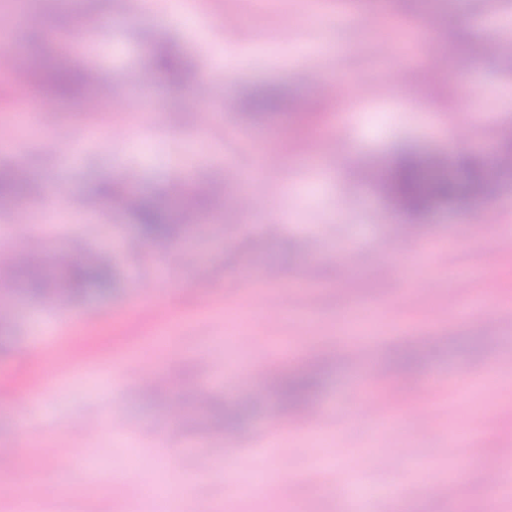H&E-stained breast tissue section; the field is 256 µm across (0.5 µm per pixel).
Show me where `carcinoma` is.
Listing matches in <instances>:
<instances>
[{
    "instance_id": "carcinoma-1",
    "label": "carcinoma",
    "mask_w": 512,
    "mask_h": 512,
    "mask_svg": "<svg viewBox=\"0 0 512 512\" xmlns=\"http://www.w3.org/2000/svg\"><path fill=\"white\" fill-rule=\"evenodd\" d=\"M32 54L40 60L33 74L35 90L56 102L77 101L82 108H100V99L90 76L71 57L61 54L46 58L42 46H32ZM171 51L163 49L147 59L150 74L168 65ZM169 79L190 88L198 101L207 99L200 90L191 65L179 57L171 65ZM282 94L273 87L254 89L246 102L249 114L259 121L272 114ZM512 174V135L500 144L494 157L469 155L447 173L436 155L411 145L400 147L386 169L383 187L390 201L404 214L425 219L448 207L475 204L494 187V183ZM29 182L12 165L0 166V207L27 194ZM214 195L200 185L179 181L173 191L121 194L125 210L137 227L136 238L163 243L183 237L184 225L176 223V209L190 211L202 221L209 215ZM116 276L112 263L94 254H84L68 266L59 268L41 257V250H25L14 259L12 284L14 292L39 299L64 303L79 294L112 292ZM320 364L286 370L275 376L270 387L262 391L292 407H308L315 402L323 381Z\"/></svg>"
}]
</instances>
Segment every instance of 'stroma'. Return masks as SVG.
<instances>
[{
  "label": "stroma",
  "mask_w": 512,
  "mask_h": 512,
  "mask_svg": "<svg viewBox=\"0 0 512 512\" xmlns=\"http://www.w3.org/2000/svg\"><path fill=\"white\" fill-rule=\"evenodd\" d=\"M186 7L191 25L173 29L169 0H0V18L19 21L27 8L40 19L9 46L41 41L49 28L72 34L100 90L122 88L130 100L108 131L73 103L55 104L41 127L15 110L13 81L0 74V124L13 129L0 161L22 163L35 182L15 209L0 211V247H19L29 226L46 235L51 259L99 252L119 276L112 294L78 297L65 311L0 291L11 324L0 335V444L14 450L0 467V512L26 501L37 512H161L177 475L182 512L199 498L211 512H349L352 484L367 492L360 512H488L492 503L512 512V176L491 198L434 213L408 249L390 235L401 218L378 181L404 141L453 161L495 153L512 127V0ZM228 17L237 29L226 40ZM148 32L177 42L197 75L209 76V124L186 118L167 128L164 112L194 101L165 78L138 81ZM430 52L446 55L445 70L430 67ZM399 67L407 84L390 78ZM333 82L344 98L325 95ZM259 84L282 87L289 107L313 112L312 124L259 125L224 111L225 98ZM474 97L489 108L477 128L460 110ZM181 135L204 142L185 171L238 172L225 196L250 194L253 213L214 199L212 222L188 241L133 254L125 243L135 226L110 205L93 215L61 208L122 179L136 190L167 188ZM261 165L266 176L249 182ZM283 289L303 301L278 315L259 307ZM285 345V365L326 366L314 427L259 393ZM408 347L423 357L403 372L396 358ZM358 376L389 407L391 425L358 412L348 388ZM242 403L248 421L225 430V407ZM489 411L496 421L487 429ZM89 419L100 424L93 438ZM51 447L70 449L71 462L46 456ZM103 456L106 466H96ZM460 467L458 496L434 494ZM493 470L503 477L496 488ZM280 480L285 494H269Z\"/></svg>",
  "instance_id": "stroma-1"
}]
</instances>
